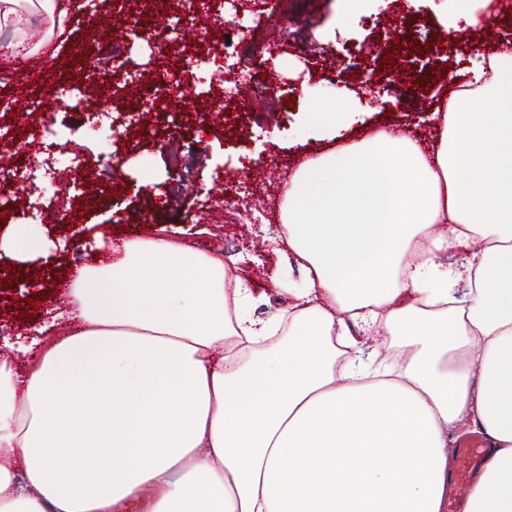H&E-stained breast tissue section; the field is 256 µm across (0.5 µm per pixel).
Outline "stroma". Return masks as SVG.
<instances>
[{"label":"stroma","mask_w":512,"mask_h":512,"mask_svg":"<svg viewBox=\"0 0 512 512\" xmlns=\"http://www.w3.org/2000/svg\"><path fill=\"white\" fill-rule=\"evenodd\" d=\"M291 2L288 33L271 44L259 31L268 15L278 12L281 0H256L247 16L248 45L254 53L251 71L239 70L235 55L223 51L217 57L224 71L222 83L198 86L192 94L191 105L205 111L212 100L222 99L223 121L193 124L175 109L155 120L158 104L167 100L164 90L145 94L131 88L113 123L112 151L123 164L111 188L76 209L39 180L31 190L41 200V217L32 220L19 211L6 212L0 234L7 224L32 223L46 251L23 265L17 282L10 272L11 259L0 257V324L5 335H26L50 322L57 310L68 306L71 272L95 259H109L112 244L134 237L168 236L204 251L221 250L225 260L239 261L241 270L250 274V288L266 292L256 316L265 318L286 308L287 291L303 286V273L288 250L276 249L270 237L281 223L285 184L298 165L380 130L429 145L433 112L449 97L470 58L495 51L498 41H512V12L494 14L484 28L447 32L443 17L453 13L455 0H356L349 18L343 0ZM96 17L85 0H72L57 28L51 27L46 14H37L28 27V43L36 48L29 56L36 65L35 78L0 68V98L25 100L0 113L9 130L33 137L28 103L40 101L60 143L84 155L93 168L101 162L99 124L93 114L99 102L108 99L110 84L99 82L95 94L86 99L85 113L74 114L64 103L71 94L73 70L83 61L86 32ZM407 19L413 20L414 38L424 45V53L392 66L378 63L368 46L391 42ZM120 40L124 55L149 72L193 64L184 56L152 52L144 38L128 30ZM269 72L277 76L281 98L261 112L246 106L254 82ZM370 79L385 84L384 93L365 91ZM341 94L355 100L359 121L333 135L310 127L308 113L329 110ZM168 129L189 138L194 159L190 173L172 167L162 146V133ZM220 197L226 205L224 218L218 221L214 202ZM259 197L274 200L276 211H255L253 201ZM273 274L280 275L282 288L270 287ZM29 298L36 304L25 319L19 303Z\"/></svg>","instance_id":"stroma-1"}]
</instances>
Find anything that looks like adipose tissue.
I'll return each mask as SVG.
<instances>
[{
	"label": "adipose tissue",
	"instance_id": "ef3b65f1",
	"mask_svg": "<svg viewBox=\"0 0 512 512\" xmlns=\"http://www.w3.org/2000/svg\"><path fill=\"white\" fill-rule=\"evenodd\" d=\"M467 72L430 149L300 165L283 311L163 237L77 269L70 331L0 353V512H445L452 427L490 439L465 512H512V54Z\"/></svg>",
	"mask_w": 512,
	"mask_h": 512
}]
</instances>
